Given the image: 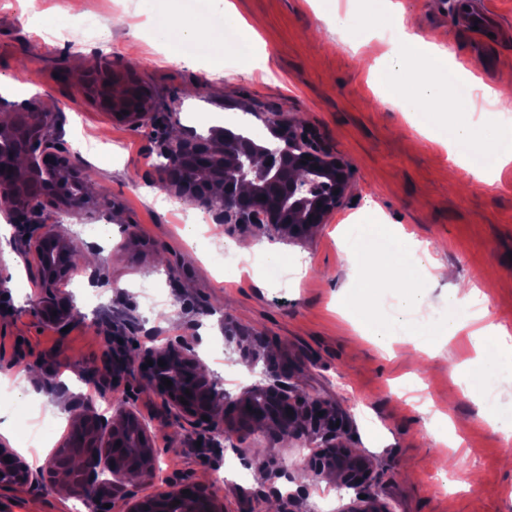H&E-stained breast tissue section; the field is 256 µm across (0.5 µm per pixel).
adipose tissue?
<instances>
[{
	"label": "adipose tissue",
	"instance_id": "ef3b65f1",
	"mask_svg": "<svg viewBox=\"0 0 512 512\" xmlns=\"http://www.w3.org/2000/svg\"><path fill=\"white\" fill-rule=\"evenodd\" d=\"M167 2L152 0L155 34L160 40L197 45L207 51L223 45V24L207 17L193 25L180 22ZM368 7L371 27L361 37V44H369L386 29L396 33L388 51L367 59V69L376 88L386 90L387 102L408 115L421 116L430 139L442 144L455 164L477 180H485L499 166L511 163V131L495 127L478 129L472 120L456 114L452 107L453 97L444 78L445 71L458 72L460 79L470 85L475 84V77L461 70L442 45L425 40L406 24L400 0H369ZM379 238L388 241L387 249H375L374 243ZM343 247L350 256L365 261L361 288L373 293L388 288L398 291L396 317L370 328V335L380 341L396 330L405 329L409 314L423 304L427 293L426 281L414 274L427 254L421 242L397 225L367 224L357 236L346 237ZM485 303V294L476 288L470 289L462 299L449 295L448 319L436 328L448 340L463 330H470L475 355L466 364L474 369L472 386L482 392L503 378H512V329L483 323Z\"/></svg>",
	"mask_w": 512,
	"mask_h": 512
}]
</instances>
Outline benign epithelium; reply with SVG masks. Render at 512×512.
I'll use <instances>...</instances> for the list:
<instances>
[{
  "label": "benign epithelium",
  "mask_w": 512,
  "mask_h": 512,
  "mask_svg": "<svg viewBox=\"0 0 512 512\" xmlns=\"http://www.w3.org/2000/svg\"><path fill=\"white\" fill-rule=\"evenodd\" d=\"M94 96L112 117L142 126L154 119L151 95L130 80L109 72L93 85ZM271 139L258 145L244 136L227 134L224 150L213 146L216 134L207 137L183 131L165 137L158 155L161 182L189 204L211 213L219 223L262 224L282 241L303 239L325 223L340 205L350 181L347 164L333 153L305 141L295 119L280 113L263 116ZM56 114L35 103L15 105L12 121L0 127V196L13 203V214L26 222L37 219L30 236L37 259V275L45 290L44 314L63 324L73 313L72 301L56 296L60 282L73 270L72 245L58 230L61 212L94 215L92 195L84 185V171L57 145ZM310 160H305V157ZM57 315H52V312ZM152 361L146 375L168 407L208 424L218 423L214 394L218 382L202 371L191 347L168 345L143 351L142 362ZM164 365H158V362ZM169 379L172 386H164ZM185 399L184 405L180 399ZM234 401L244 409L246 420L271 424L284 435H304L310 447L314 474L331 476L354 492L342 512H393L392 506L372 492L373 459L368 453L341 441L338 434L321 431L318 417L335 421L332 409L308 401L281 380L255 383ZM110 417L95 405H80L70 426L78 428L73 439L46 460L41 469L47 481L69 473L72 493L90 500L110 499L123 492L131 478L150 480L156 455L149 427L129 402L107 400ZM33 474L25 459L7 443L0 442V485H27ZM180 501L177 512H224V503L202 486L157 493L128 505L127 512H160L156 502Z\"/></svg>",
  "instance_id": "benign-epithelium-1"
}]
</instances>
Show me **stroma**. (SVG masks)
Listing matches in <instances>:
<instances>
[{
	"label": "stroma",
	"instance_id": "obj_1",
	"mask_svg": "<svg viewBox=\"0 0 512 512\" xmlns=\"http://www.w3.org/2000/svg\"><path fill=\"white\" fill-rule=\"evenodd\" d=\"M233 2L261 36L264 66L221 49L191 63L175 59L155 35L149 0H0V100H34L58 113L61 142L108 188L103 217H59L73 246L98 257L60 287L76 308L65 331L41 315L44 290L22 225L12 212L0 214V411L15 431L11 448L40 447L26 427L33 419L49 434L41 449L50 455L77 405L101 410L115 393L148 423L158 468L151 481L126 483L108 512L187 484L207 487L224 512H312L323 493L325 512H338L351 492L311 479L305 437L243 422L233 403L267 371L335 404L340 436L373 456L375 489L394 512H512L503 438L481 421L452 372L466 341L431 358L406 334L381 349L362 338L359 322L336 315L355 301L359 273L339 236L371 207L455 273L431 283L415 323L446 317L454 284L472 283L488 297V321L512 327V165L492 182L477 181L419 122L373 93L349 37L363 17L349 0H334L340 29L307 0ZM400 2L420 35L444 44L484 85L512 74V0ZM88 57L94 69L112 66L147 88L157 116L177 110L181 127L202 135L227 112L262 141L271 137L262 114L295 117L317 148L348 163L347 199L290 244L254 224L189 227L197 207L169 206L158 173L164 126L113 119L90 93ZM167 345L193 347L219 380L228 400L216 426L193 425L147 388L141 354ZM116 355L129 361L117 375ZM26 368L41 372L32 392L21 384ZM447 410L466 455L448 482L435 454L444 433L424 424L426 412ZM58 497L38 478L0 487V512H58Z\"/></svg>",
	"mask_w": 512,
	"mask_h": 512
}]
</instances>
